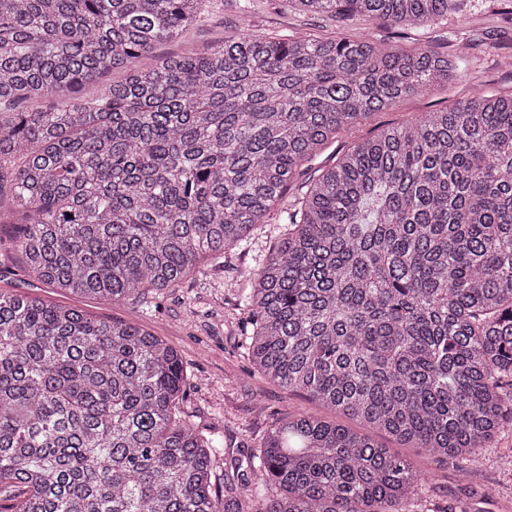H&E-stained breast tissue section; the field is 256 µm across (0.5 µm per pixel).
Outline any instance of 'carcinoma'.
I'll use <instances>...</instances> for the list:
<instances>
[{"instance_id": "carcinoma-1", "label": "carcinoma", "mask_w": 512, "mask_h": 512, "mask_svg": "<svg viewBox=\"0 0 512 512\" xmlns=\"http://www.w3.org/2000/svg\"><path fill=\"white\" fill-rule=\"evenodd\" d=\"M203 2L0 0V224L22 217L14 247L40 282L112 303L178 287L337 134L466 60L255 32L157 58ZM292 2L408 28L463 6ZM286 224L245 276L242 346L363 431L283 419L219 487L220 442L185 414L169 343L1 288L0 512H418L426 478L370 431L461 466L512 427V93L354 141Z\"/></svg>"}]
</instances>
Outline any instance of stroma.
<instances>
[{
  "label": "stroma",
  "instance_id": "stroma-1",
  "mask_svg": "<svg viewBox=\"0 0 512 512\" xmlns=\"http://www.w3.org/2000/svg\"><path fill=\"white\" fill-rule=\"evenodd\" d=\"M500 8L499 0H466L464 17L451 14L421 27L401 28L362 15L303 13L289 0H208L198 23L180 41L164 45L157 54L204 51L241 35L247 22L254 32L275 38L368 34L389 47L432 48L445 53L467 44L466 82H449L404 101L395 110L374 114L355 131L339 134L316 156L314 165L319 168L332 164L354 140L407 123L417 113L450 106L472 89L512 92V68L500 64L503 55H512V23ZM312 176L308 170L296 177L268 222L254 228L240 247L216 259L204 258L178 288L149 294L146 301L108 303L49 288L30 278L21 257L8 249L0 251V287L76 306L101 320L133 322L170 343L186 365L187 412L216 433L229 453L243 445L260 448L272 424L286 416L308 414L346 424V417L323 409L305 393L285 389L262 376L240 346L241 274L262 262L279 241L288 209ZM375 439L429 474L423 512H460L470 490L480 488L494 491L493 499L482 504V512H512V469L507 466L512 458L511 429L500 433L491 447L471 462L465 479L454 462L435 461L382 433Z\"/></svg>",
  "mask_w": 512,
  "mask_h": 512
}]
</instances>
